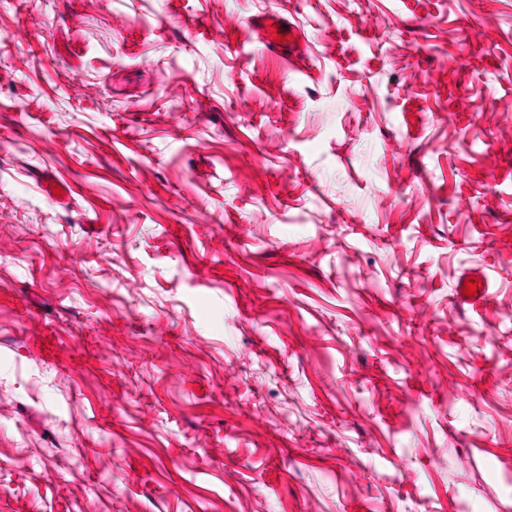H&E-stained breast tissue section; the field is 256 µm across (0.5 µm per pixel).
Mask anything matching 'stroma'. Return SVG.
I'll return each mask as SVG.
<instances>
[{
	"label": "stroma",
	"instance_id": "1",
	"mask_svg": "<svg viewBox=\"0 0 512 512\" xmlns=\"http://www.w3.org/2000/svg\"><path fill=\"white\" fill-rule=\"evenodd\" d=\"M0 512H512V0H0ZM258 24L262 43L265 49L274 54H288V48H292L295 42V29L288 26V22L277 13L268 12L261 17L260 22L255 20L252 25ZM287 25V28H284ZM272 33L281 35L282 40L274 39ZM289 36V39H285Z\"/></svg>",
	"mask_w": 512,
	"mask_h": 512
}]
</instances>
